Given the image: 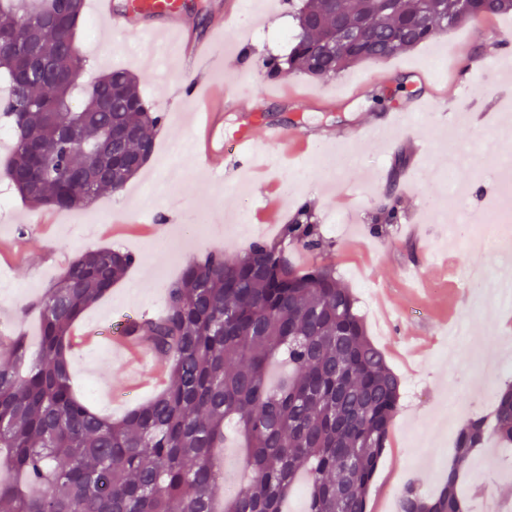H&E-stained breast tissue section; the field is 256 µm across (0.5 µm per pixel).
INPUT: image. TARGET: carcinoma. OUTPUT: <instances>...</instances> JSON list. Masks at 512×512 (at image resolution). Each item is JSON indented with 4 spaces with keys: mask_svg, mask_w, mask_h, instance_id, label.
<instances>
[{
    "mask_svg": "<svg viewBox=\"0 0 512 512\" xmlns=\"http://www.w3.org/2000/svg\"><path fill=\"white\" fill-rule=\"evenodd\" d=\"M85 0H0L5 73L0 110L11 118L8 164L22 165L36 206L74 209L118 195L140 171L112 170V154L152 156V130L166 119L141 96L139 80L112 70L85 85L75 49ZM512 13V0H299L288 58L268 57V76L283 71L332 78L358 63H378L486 17ZM359 28L334 51L325 45L338 20ZM33 45L59 59L50 80H12L16 55ZM91 177L74 193L71 174ZM394 182L384 191V223H400ZM307 207L285 228L288 243L322 246ZM281 249L255 241L240 255L221 251L189 263L167 292L166 311L126 321L166 359L168 384L113 421L71 387V328L133 263L110 249L79 254L37 303L40 353L22 337L0 345V512H284L304 476L303 512H367L378 463L389 441L400 382L369 339L351 290L330 266L298 272L279 266ZM288 362L273 386L270 361ZM243 440L248 482L224 492L213 449ZM512 447V388L499 391L492 423L470 418L459 429L448 479L434 495L406 487L400 512H470L456 490L472 453L488 435Z\"/></svg>",
    "mask_w": 512,
    "mask_h": 512,
    "instance_id": "1",
    "label": "carcinoma"
}]
</instances>
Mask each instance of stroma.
<instances>
[{
  "label": "stroma",
  "instance_id": "stroma-1",
  "mask_svg": "<svg viewBox=\"0 0 512 512\" xmlns=\"http://www.w3.org/2000/svg\"><path fill=\"white\" fill-rule=\"evenodd\" d=\"M253 33L231 21L225 35L235 49L227 61L224 84L233 102L224 121L238 125L262 113L266 121L298 126L308 141L327 142L328 152L348 151L353 166L331 177L314 152L294 161L272 162V149L258 145L249 176L227 174L223 164L200 168L192 156V131L178 113L179 88L199 76L173 75L171 63L137 51V37H113L109 24L95 20L79 26V46L88 75L124 68L140 78L145 100L165 112L155 132V153L125 194L103 195L93 206L52 210L21 199L0 171V339L25 336L38 344V299L77 254L112 248L136 255L135 264L100 302L74 324L75 330L106 327L128 316L151 317L165 308L167 288L182 267L212 251L233 255L252 242L280 240L285 224L308 206L324 243L312 252L286 248L289 263L303 271L330 266L351 289L368 336L384 353L401 382L399 410L374 477L368 512H399L406 485L430 494L440 489L453 457L455 435L470 417L488 416L502 382L512 379V305L473 292L454 296L448 287L471 269L492 280L512 275V256L475 251L452 239L462 212H482L486 162L512 148L500 129L512 122L504 105L512 99V16H492L438 34L418 48L376 65L357 64L323 80L304 74L270 78L261 61L288 52L292 18L287 0H264L252 11ZM256 96V112L239 104L242 92ZM472 112L473 122L435 128L414 120L401 130L387 119L418 99ZM375 127L372 139L355 132ZM467 155L455 181L466 191L464 206L446 202L443 162L449 145ZM402 168H395V160ZM398 169L397 194L402 220L383 221L380 210L384 175ZM279 179L293 191L280 198L269 224L256 211ZM446 202L447 219L430 205ZM354 213L358 220L329 231L334 218ZM72 384L102 415L121 417L128 409L162 391L164 382L128 386L122 362L105 346L74 355ZM512 450L488 442L474 454L463 491L473 512L483 503L478 479L493 487L498 512H512Z\"/></svg>",
  "mask_w": 512,
  "mask_h": 512
}]
</instances>
